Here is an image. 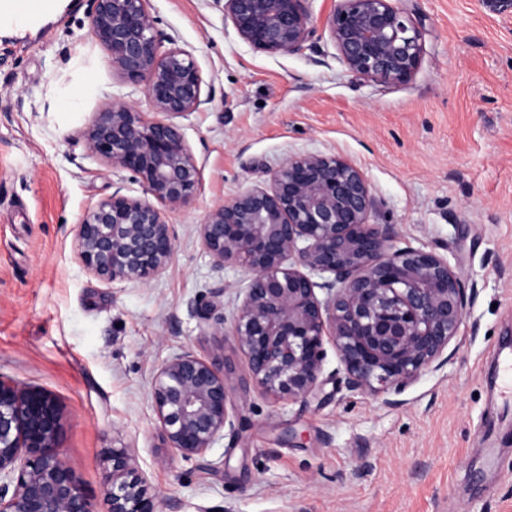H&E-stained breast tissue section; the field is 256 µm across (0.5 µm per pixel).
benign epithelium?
<instances>
[{"label":"benign epithelium","instance_id":"benign-epithelium-1","mask_svg":"<svg viewBox=\"0 0 512 512\" xmlns=\"http://www.w3.org/2000/svg\"><path fill=\"white\" fill-rule=\"evenodd\" d=\"M149 0H92L90 26L126 82L144 85L153 108L108 103L89 126V153L127 171L142 196L118 191L88 208L75 228L76 254L108 282L148 283L171 263L167 212L198 195L202 173L176 119L201 110L202 71L188 50L161 49ZM309 0H224V22L251 47L297 53L316 34ZM339 59L355 77L406 84L423 53L422 33L392 0H340L329 21ZM373 206L362 173L332 154H299L253 188L212 209L198 233L214 266L249 272L230 336L249 378L270 398L304 402L321 387L325 343L334 344L352 392L399 393L443 365L459 336L467 294L448 261L396 248L390 226L368 223ZM325 275L317 282L313 276ZM325 291L320 297L318 291ZM232 367L183 350L154 374L151 400L167 447L201 459L239 408ZM63 411L49 392L0 377V512H99L64 459ZM108 512L165 507L128 448L110 453Z\"/></svg>","mask_w":512,"mask_h":512}]
</instances>
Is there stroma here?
<instances>
[{
    "instance_id": "1",
    "label": "stroma",
    "mask_w": 512,
    "mask_h": 512,
    "mask_svg": "<svg viewBox=\"0 0 512 512\" xmlns=\"http://www.w3.org/2000/svg\"><path fill=\"white\" fill-rule=\"evenodd\" d=\"M310 0L315 39L298 53L254 49L219 0H150L164 39L190 51L211 101L182 118L202 172L168 212L175 255L151 282H106L76 258L74 229L98 200L141 195L130 173L88 154L84 132L115 99L151 111L70 0L36 33L0 39V376L43 388L63 409L64 458L103 504L110 449L128 447L177 512H512V394L496 350L512 345V0H394L418 24L413 79L353 76ZM336 154L364 175L373 224L435 252L471 291L448 361L383 399L348 391L333 345L306 402L243 387L245 358L194 306L225 286L232 316L248 284L216 269L197 228L295 154ZM184 349L225 357L243 425L204 458L163 440L150 398L156 368Z\"/></svg>"
}]
</instances>
